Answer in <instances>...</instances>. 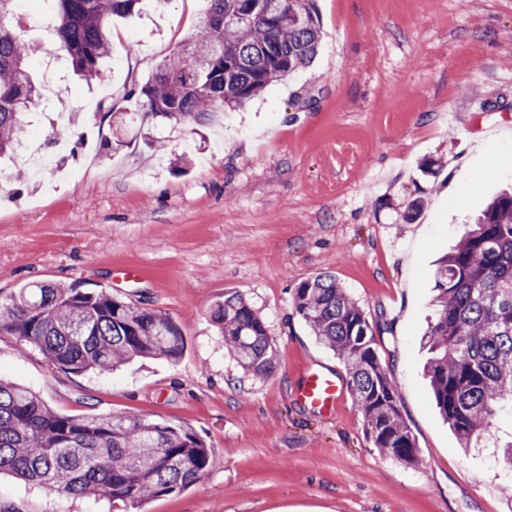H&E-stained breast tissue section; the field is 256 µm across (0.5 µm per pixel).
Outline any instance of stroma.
I'll return each mask as SVG.
<instances>
[{"label":"stroma","instance_id":"obj_1","mask_svg":"<svg viewBox=\"0 0 512 512\" xmlns=\"http://www.w3.org/2000/svg\"><path fill=\"white\" fill-rule=\"evenodd\" d=\"M316 4L313 64L204 126L143 123L131 91L196 32L208 0H145L113 20L96 80L64 57L31 60L46 94L33 130L49 136L60 113L73 135L53 190L24 153L0 163V297L44 282L104 290L168 314L186 348L74 375L0 335V376L64 414L143 413L201 437L203 478L143 512H512V472L492 449L463 453L436 409L422 342L438 259L512 186V0ZM322 272L388 321L377 353L421 466L373 447L352 395L331 415L297 400L305 365L348 379L294 309L297 286ZM232 292L268 327L270 374L244 371L209 319ZM0 512L136 510L4 475Z\"/></svg>","mask_w":512,"mask_h":512}]
</instances>
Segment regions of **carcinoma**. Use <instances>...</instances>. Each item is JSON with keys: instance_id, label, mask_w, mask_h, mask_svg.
Returning <instances> with one entry per match:
<instances>
[{"instance_id": "obj_1", "label": "carcinoma", "mask_w": 512, "mask_h": 512, "mask_svg": "<svg viewBox=\"0 0 512 512\" xmlns=\"http://www.w3.org/2000/svg\"><path fill=\"white\" fill-rule=\"evenodd\" d=\"M52 28L48 53H63L90 82L109 57L114 17L141 0H42ZM203 26L139 91L142 119L204 124L313 62L321 40L316 0H209ZM18 0H0V158L13 152L42 94L29 72L32 46L15 31ZM435 321L425 333L436 408L463 449L486 436L497 414L512 411V192L495 197L441 259ZM295 311L315 339L344 364L373 447L422 465L400 410L395 382L379 360L373 325L336 279L320 273L295 289ZM226 349L246 370L269 374L272 340L239 294L210 310ZM0 335L39 351L52 368L110 373L138 358L178 359L185 349L167 314L107 292L44 283L0 299ZM209 449L194 432L144 414H62L31 389L0 378V475L65 497L144 504L200 481Z\"/></svg>"}]
</instances>
